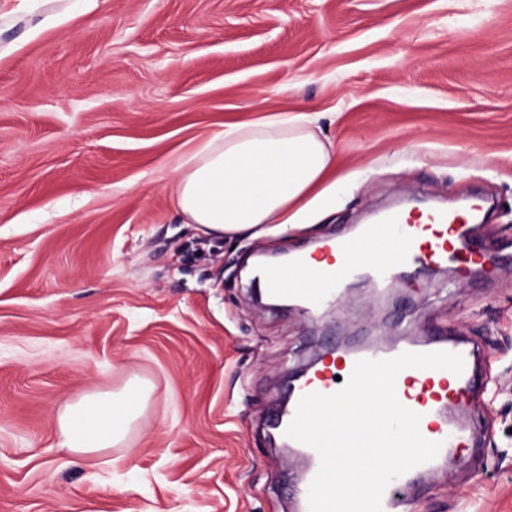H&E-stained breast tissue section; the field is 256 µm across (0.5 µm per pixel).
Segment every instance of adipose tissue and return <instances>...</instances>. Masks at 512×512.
<instances>
[{
  "label": "adipose tissue",
  "instance_id": "obj_1",
  "mask_svg": "<svg viewBox=\"0 0 512 512\" xmlns=\"http://www.w3.org/2000/svg\"><path fill=\"white\" fill-rule=\"evenodd\" d=\"M299 113L225 126L177 167L175 206L184 223L206 235L285 238L310 228L351 175L329 140ZM148 399L139 379L117 391H91L57 419L63 445L85 460L117 447Z\"/></svg>",
  "mask_w": 512,
  "mask_h": 512
}]
</instances>
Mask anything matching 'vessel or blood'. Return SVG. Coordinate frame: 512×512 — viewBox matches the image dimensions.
<instances>
[{"label": "vessel or blood", "instance_id": "obj_1", "mask_svg": "<svg viewBox=\"0 0 512 512\" xmlns=\"http://www.w3.org/2000/svg\"><path fill=\"white\" fill-rule=\"evenodd\" d=\"M381 252L382 258L375 268L386 273L391 264L404 267L419 263L440 266L448 260L460 263L461 273H468L471 266L486 264V254L470 238L462 237L457 214L445 210H432L415 217L401 212L387 215L383 220L365 225L357 238L336 240L333 246H320V253H334V260L323 267H312L308 255H301L291 266L267 268L263 277L274 295L299 299L316 307L339 296L346 278L358 268V256L366 248ZM427 353L445 351L464 358V370L456 374L446 369L407 368L395 379V395L408 409L420 414L419 429L422 436L443 448H469L473 445L471 433L449 421L448 409L465 401L478 398L485 384L476 368L473 351L460 339L435 337L427 343L411 342L402 347L377 346L342 356L334 364L322 363L295 387L292 402H299L310 393L330 395L342 387L358 360H384L401 352ZM304 456L312 466L295 488L294 495L299 512H309L308 493L321 466L318 452L302 446ZM439 459L420 464L392 480L381 501L382 512H401L408 491L426 473L438 468Z\"/></svg>", "mask_w": 512, "mask_h": 512}]
</instances>
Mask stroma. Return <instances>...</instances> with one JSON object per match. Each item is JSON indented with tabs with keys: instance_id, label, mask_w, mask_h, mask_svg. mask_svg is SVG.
<instances>
[{
	"instance_id": "stroma-1",
	"label": "stroma",
	"mask_w": 512,
	"mask_h": 512,
	"mask_svg": "<svg viewBox=\"0 0 512 512\" xmlns=\"http://www.w3.org/2000/svg\"><path fill=\"white\" fill-rule=\"evenodd\" d=\"M317 112L352 178L288 239L183 223L176 167L228 123ZM493 205L491 265L405 268L383 300L257 302V256L414 198ZM468 336L480 438L410 512H512V0H0V512H296L267 416L330 347ZM147 384L126 440L74 464L57 415Z\"/></svg>"
}]
</instances>
